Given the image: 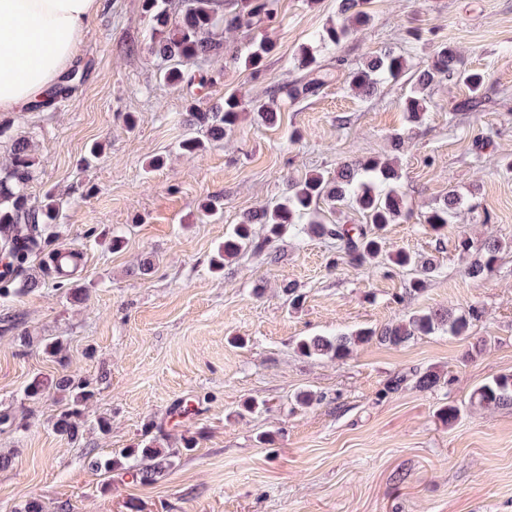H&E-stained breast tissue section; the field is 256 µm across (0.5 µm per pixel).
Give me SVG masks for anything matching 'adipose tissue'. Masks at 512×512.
<instances>
[{
  "mask_svg": "<svg viewBox=\"0 0 512 512\" xmlns=\"http://www.w3.org/2000/svg\"><path fill=\"white\" fill-rule=\"evenodd\" d=\"M103 0H0V112L51 85L78 52Z\"/></svg>",
  "mask_w": 512,
  "mask_h": 512,
  "instance_id": "ef3b65f1",
  "label": "adipose tissue"
}]
</instances>
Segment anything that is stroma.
Masks as SVG:
<instances>
[{"label":"stroma","instance_id":"1","mask_svg":"<svg viewBox=\"0 0 512 512\" xmlns=\"http://www.w3.org/2000/svg\"><path fill=\"white\" fill-rule=\"evenodd\" d=\"M337 6L276 0L268 28L216 31L222 41H274L264 73L217 56L205 65L212 84L175 90L155 78L141 0H105L80 37L79 78L68 98L0 116L11 135L34 141L37 165L26 192L36 203L55 192L60 218L51 244L81 253L73 279L89 290L77 304L66 285L50 280L0 300V413L25 421L0 430V452L13 455L0 470V512L31 498L45 512L66 502L73 512H512V406L471 405L481 383L512 372V250L475 280L457 248L463 232L477 244L489 235L512 241V0H371L367 27L320 47ZM445 43L485 74L474 109L461 108L468 91L447 80L413 126L402 108L407 79L384 82L369 99L345 81L382 49L404 56L414 72ZM304 44L317 48L331 74L318 95L295 103L278 96L275 124L246 112L232 136L182 155L179 144L193 128L178 115L189 103L207 107L231 90L250 97L293 80ZM396 131L405 136L399 190L409 217L388 225L384 237L389 250L433 264L424 291L410 292L406 270L350 265L331 241L304 234L232 259L223 275L211 272L216 246L242 215L281 200L283 175L334 176L340 161L389 153ZM95 143L102 152L84 166ZM155 156L164 167L146 171ZM452 189L463 207L438 237L420 216ZM211 197L223 201L224 213L199 222L198 208ZM93 228L122 237L123 249L93 245ZM151 254L153 273L140 275L139 259ZM289 284L302 296L295 310L283 292ZM472 305L482 311L473 334L489 340L472 360L468 341L445 333L397 347L374 341L344 360L296 351L304 336L379 329L412 311ZM22 332L31 346L20 345ZM55 337L66 345V365L43 351ZM64 369L95 389L75 441L52 429L61 409L54 395L36 402L24 395L33 376ZM429 369L451 385L416 388V373ZM397 376L401 387L385 393ZM302 389L321 402L299 405ZM247 399L263 409L240 414ZM449 403L460 410L450 426L437 416ZM102 418L110 422L104 433ZM159 435L172 446L188 435L198 444L153 485L87 463V453L106 457Z\"/></svg>","mask_w":512,"mask_h":512}]
</instances>
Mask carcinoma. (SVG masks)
Returning a JSON list of instances; mask_svg holds the SVG:
<instances>
[{
    "mask_svg": "<svg viewBox=\"0 0 512 512\" xmlns=\"http://www.w3.org/2000/svg\"><path fill=\"white\" fill-rule=\"evenodd\" d=\"M179 4L178 12L172 14L167 0H142V10L153 21L155 30L148 54L157 62L159 79L167 86L179 88L184 83L204 85L212 82L206 72L193 71L190 65L221 53L242 64L253 75L263 72L266 58L276 48L272 40L264 38L256 44L228 49L223 42L213 39L211 32L220 27L227 31L252 30L272 21L274 0H179ZM366 4L368 0H339L336 23L319 35L320 43L337 45L368 26L371 14L365 8ZM297 69L302 74L281 86L289 99L297 101L314 96L326 84L327 73L316 66V58L307 46L299 49ZM406 72V60L384 49L353 69L347 83L351 91L367 98L377 92L384 80L400 77ZM453 78L462 81L470 93L464 108L475 107L484 75L465 68L456 47L444 44L434 53L431 64L413 75L410 95L403 104L409 120L422 122L428 111V91ZM72 82V73L63 75L45 90L46 100L33 102L31 108L38 109L65 98L72 89ZM244 112L273 119L277 112L276 95H255L244 100L233 92L226 93L223 101L209 107L190 105L189 122L203 131L207 139L218 141L235 130ZM390 143V155L344 162L337 167L333 181L315 173L299 181L287 182L282 201L245 213L233 226L212 259V272L224 270V263L242 251H263L270 239L289 232L332 240L338 252L357 266L384 261L402 268L418 265V261L404 251L386 252L380 234L386 225L398 224L406 216L404 197L398 190L401 173L395 157L404 139L394 134ZM35 165V146L26 137L14 139L8 158L0 163V299L8 298L13 290L32 291L42 287L47 279L68 277V269L80 257V253L72 252L70 260L60 262L59 255L48 250V229L56 223L58 213L53 196H45L39 204L28 198L26 187L33 179ZM461 204V196L450 190L439 206L423 214V223L440 235L447 230ZM323 205L332 214L341 206L355 207L364 215L366 223L318 220L316 213ZM255 224L265 226L266 237H255ZM508 248H512L511 241L486 239L466 266V274L471 278H482L491 273L497 255ZM34 257L40 258L39 276L28 272ZM481 316L482 311L476 306L460 314L451 308L429 309L379 330L363 327L350 333L305 336L297 341L296 348L305 358L344 360L355 346L374 339L397 347L418 334L427 336L441 331L450 336L465 337ZM43 350L57 363L64 364L66 346L63 341H47ZM415 384L423 391H434L443 384H451V380L443 381L440 374L428 370L416 375ZM47 393L64 401L52 423L55 433L70 440L78 439L85 428L86 406L95 396L94 387L89 381L67 372L52 378L38 374L25 387V397L30 401H37ZM473 403L484 410L512 406V374H500L482 384L473 393ZM195 445L193 436L183 437L180 448H169L155 437L109 458L103 459L91 452L88 456L91 467L96 470L110 473L125 468L132 479L142 485H152L174 465L182 451H190Z\"/></svg>",
    "mask_w": 512,
    "mask_h": 512,
    "instance_id": "carcinoma-1",
    "label": "carcinoma"
}]
</instances>
